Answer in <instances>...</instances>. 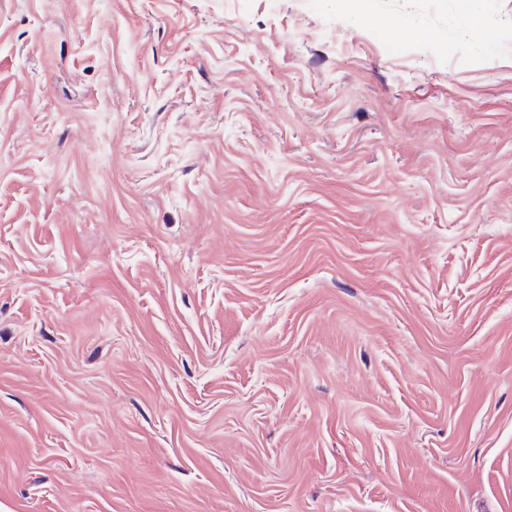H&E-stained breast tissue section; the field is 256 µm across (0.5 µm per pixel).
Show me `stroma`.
<instances>
[{
  "instance_id": "obj_1",
  "label": "stroma",
  "mask_w": 512,
  "mask_h": 512,
  "mask_svg": "<svg viewBox=\"0 0 512 512\" xmlns=\"http://www.w3.org/2000/svg\"><path fill=\"white\" fill-rule=\"evenodd\" d=\"M372 7L0 0V512H512V0Z\"/></svg>"
}]
</instances>
